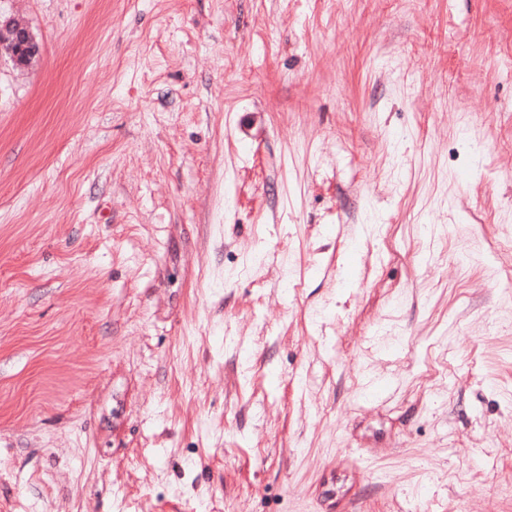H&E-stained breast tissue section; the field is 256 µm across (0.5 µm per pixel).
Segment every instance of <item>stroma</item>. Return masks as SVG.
Returning a JSON list of instances; mask_svg holds the SVG:
<instances>
[{"mask_svg":"<svg viewBox=\"0 0 512 512\" xmlns=\"http://www.w3.org/2000/svg\"><path fill=\"white\" fill-rule=\"evenodd\" d=\"M0 16V512H512V0ZM40 47L29 27L15 19L0 22V54H7L18 67L28 66Z\"/></svg>","mask_w":512,"mask_h":512,"instance_id":"obj_1","label":"stroma"}]
</instances>
